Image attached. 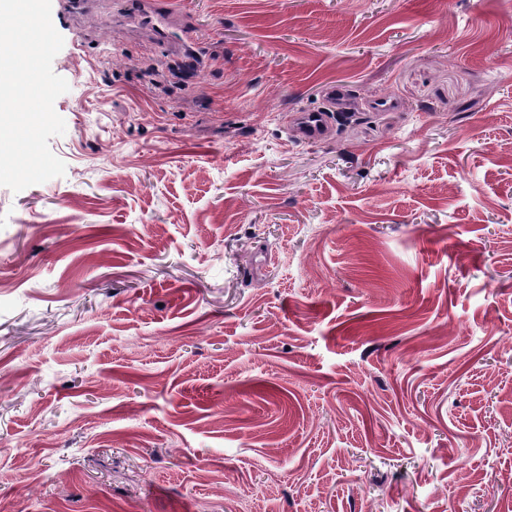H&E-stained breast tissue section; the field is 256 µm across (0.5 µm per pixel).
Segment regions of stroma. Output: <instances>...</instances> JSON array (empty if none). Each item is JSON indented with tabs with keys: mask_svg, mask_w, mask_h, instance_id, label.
I'll list each match as a JSON object with an SVG mask.
<instances>
[{
	"mask_svg": "<svg viewBox=\"0 0 512 512\" xmlns=\"http://www.w3.org/2000/svg\"><path fill=\"white\" fill-rule=\"evenodd\" d=\"M62 2L0 512H512V0ZM293 123V135L306 143L323 140L330 131L329 117L326 112L318 110L298 111Z\"/></svg>",
	"mask_w": 512,
	"mask_h": 512,
	"instance_id": "35a3bbf8",
	"label": "stroma"
}]
</instances>
